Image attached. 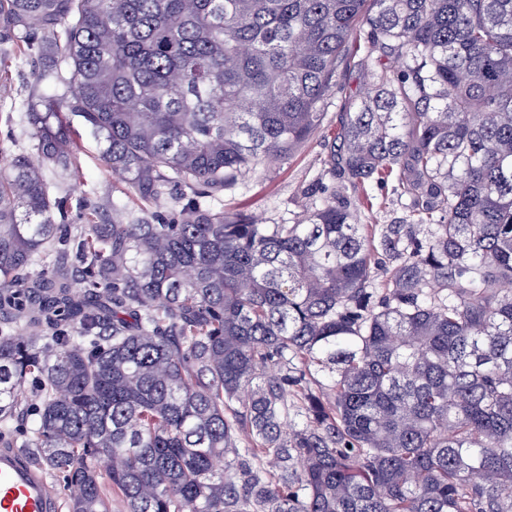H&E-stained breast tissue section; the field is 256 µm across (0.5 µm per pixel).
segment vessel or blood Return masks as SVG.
<instances>
[{"label":"vessel or blood","mask_w":512,"mask_h":512,"mask_svg":"<svg viewBox=\"0 0 512 512\" xmlns=\"http://www.w3.org/2000/svg\"><path fill=\"white\" fill-rule=\"evenodd\" d=\"M0 512H62L57 489L29 458L0 449Z\"/></svg>","instance_id":"b4317fda"}]
</instances>
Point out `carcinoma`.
I'll use <instances>...</instances> for the list:
<instances>
[{
  "instance_id": "carcinoma-1",
  "label": "carcinoma",
  "mask_w": 512,
  "mask_h": 512,
  "mask_svg": "<svg viewBox=\"0 0 512 512\" xmlns=\"http://www.w3.org/2000/svg\"><path fill=\"white\" fill-rule=\"evenodd\" d=\"M0 27L70 71L27 104L39 163L0 149V444L68 512H512V0H0ZM353 42L397 66L331 174L395 179L415 223L210 205L321 128ZM71 115L138 209L57 223Z\"/></svg>"
}]
</instances>
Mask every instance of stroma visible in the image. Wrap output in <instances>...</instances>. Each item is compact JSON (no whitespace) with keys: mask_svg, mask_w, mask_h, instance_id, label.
Masks as SVG:
<instances>
[{"mask_svg":"<svg viewBox=\"0 0 512 512\" xmlns=\"http://www.w3.org/2000/svg\"><path fill=\"white\" fill-rule=\"evenodd\" d=\"M362 52H353L338 70L336 85L325 95V120L319 129L294 155L285 160L269 162L258 176H246L215 199L227 210L253 212L266 223L291 221L303 212L304 188L323 186L330 190L341 187L340 180L327 172V144L342 113L352 111L365 88V78L359 66ZM0 59L10 66L8 78H0V143L11 151L28 149L31 129L21 117V104L29 99L67 98L71 94L69 71H54L52 59L41 65L53 70L54 75L41 83H34L28 62L20 57L13 36L0 32ZM85 149L79 157L82 170L80 180L60 188V195L69 199L71 209L92 204L103 209L129 208L136 199L126 185L112 174L102 159L99 143L91 134H84ZM373 199L372 208H358L363 224H392L406 221L410 213L407 200L395 189L394 181L374 183L368 188Z\"/></svg>","mask_w":512,"mask_h":512,"instance_id":"35a3bbf8","label":"stroma"}]
</instances>
